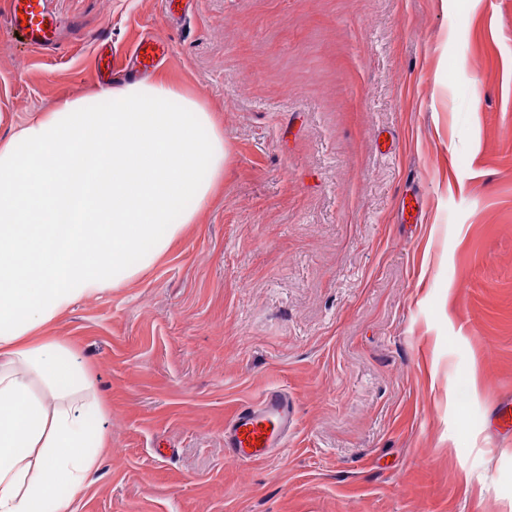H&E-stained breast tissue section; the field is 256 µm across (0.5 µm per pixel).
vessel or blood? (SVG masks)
<instances>
[{"instance_id":"obj_1","label":"vessel or blood","mask_w":512,"mask_h":512,"mask_svg":"<svg viewBox=\"0 0 512 512\" xmlns=\"http://www.w3.org/2000/svg\"><path fill=\"white\" fill-rule=\"evenodd\" d=\"M10 30L30 46H41L52 37L54 20L46 0H7ZM296 420V408L288 393L268 389L254 403L242 405L224 426V442L230 455L247 465L267 458L283 447Z\"/></svg>"}]
</instances>
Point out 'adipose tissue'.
Instances as JSON below:
<instances>
[{
  "label": "adipose tissue",
  "mask_w": 512,
  "mask_h": 512,
  "mask_svg": "<svg viewBox=\"0 0 512 512\" xmlns=\"http://www.w3.org/2000/svg\"><path fill=\"white\" fill-rule=\"evenodd\" d=\"M225 157L209 108L162 78L62 101L0 141V512H64L106 444L85 366L44 326L164 257Z\"/></svg>",
  "instance_id": "ef3b65f1"
}]
</instances>
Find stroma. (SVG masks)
I'll return each mask as SVG.
<instances>
[{
    "mask_svg": "<svg viewBox=\"0 0 512 512\" xmlns=\"http://www.w3.org/2000/svg\"><path fill=\"white\" fill-rule=\"evenodd\" d=\"M50 8L41 49L0 15V141L150 36L228 150L165 257L44 328L106 408L70 512H512V0ZM273 386L294 428L242 466ZM295 420L292 398L282 389L270 388L259 401L242 405L226 422V449L240 464L265 459L283 447Z\"/></svg>",
    "mask_w": 512,
    "mask_h": 512,
    "instance_id": "1",
    "label": "stroma"
}]
</instances>
